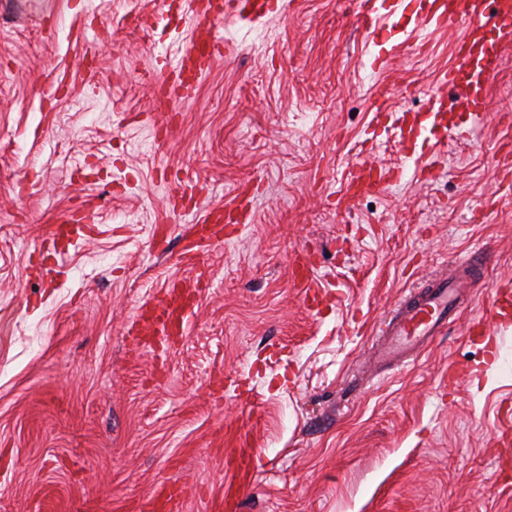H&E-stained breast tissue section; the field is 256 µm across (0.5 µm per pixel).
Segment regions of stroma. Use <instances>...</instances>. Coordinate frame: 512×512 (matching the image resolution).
<instances>
[{
  "mask_svg": "<svg viewBox=\"0 0 512 512\" xmlns=\"http://www.w3.org/2000/svg\"><path fill=\"white\" fill-rule=\"evenodd\" d=\"M249 26L222 23L229 55L194 97L167 103L189 31L157 0H7L0 6V512L91 500L130 512L176 480L207 512L225 457L248 433L258 468L240 512H512V45L491 109L449 135L432 180L406 166L388 190L341 201L348 170L386 166L371 134L380 78L421 109L452 61L456 29L413 34L394 15L375 44L359 0H273ZM386 54L389 69L371 67ZM246 193L237 238L192 264L184 238ZM87 236L37 245L72 211ZM307 253L320 315L291 259ZM474 253L480 274L405 367L370 351L396 306ZM202 294L183 335L137 344L142 307L173 281ZM481 319L488 341L470 340Z\"/></svg>",
  "mask_w": 512,
  "mask_h": 512,
  "instance_id": "obj_1",
  "label": "stroma"
}]
</instances>
